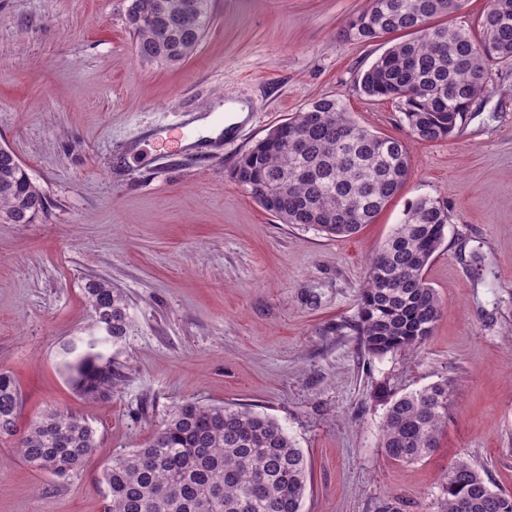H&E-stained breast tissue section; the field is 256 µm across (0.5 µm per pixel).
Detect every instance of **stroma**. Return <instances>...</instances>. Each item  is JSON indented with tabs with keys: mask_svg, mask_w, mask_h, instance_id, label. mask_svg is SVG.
Wrapping results in <instances>:
<instances>
[{
	"mask_svg": "<svg viewBox=\"0 0 512 512\" xmlns=\"http://www.w3.org/2000/svg\"><path fill=\"white\" fill-rule=\"evenodd\" d=\"M364 0H213L180 66L146 65L129 0H0V145L47 199L31 224H0V372L22 395L19 427L46 407L91 425L97 451L65 478L0 442V512H104L103 466L144 444L182 402L275 419L309 461L303 512H440L449 462L512 494V65L449 138L414 141L399 104L357 76L385 40H347ZM407 141V182L348 238L284 224L233 178L257 140L312 99ZM247 118L204 147L182 144L217 105ZM448 209L426 277L444 303L416 351L363 353L351 327L369 257L409 203ZM121 289L135 331L111 349L120 380L80 395L62 349L88 336L82 286ZM448 429L413 464L379 446L385 400L443 378Z\"/></svg>",
	"mask_w": 512,
	"mask_h": 512,
	"instance_id": "stroma-1",
	"label": "stroma"
}]
</instances>
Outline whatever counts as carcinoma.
Returning a JSON list of instances; mask_svg holds the SVG:
<instances>
[{
  "mask_svg": "<svg viewBox=\"0 0 512 512\" xmlns=\"http://www.w3.org/2000/svg\"><path fill=\"white\" fill-rule=\"evenodd\" d=\"M465 0H367L343 35L371 42L401 34L359 80L369 97L396 101L412 138H448L486 92L487 66L512 62V0H487L474 33L435 23ZM213 19L212 0H130L127 25L145 64L175 67L189 59ZM407 143L354 121L342 100H312L244 154L234 176L251 198L283 224L350 237L403 189ZM45 197L27 169L0 146V223L31 224ZM448 209L431 197L411 202L400 224L370 259L353 330L372 357L417 349L430 336L443 302L426 269L445 240ZM84 293L93 324L109 336L87 343L65 367L84 396H104L119 374L98 346L118 345L134 329L124 293L89 279ZM455 386L444 379L387 403L379 445L396 462L415 463L438 447L448 427ZM21 394L0 372V441L36 470L65 477L97 450L94 429L72 412L48 408L18 428ZM105 512H302L308 463L273 418L233 406L185 401L141 448L112 455L104 466ZM440 512H512V494L465 461L448 466Z\"/></svg>",
  "mask_w": 512,
  "mask_h": 512,
  "instance_id": "carcinoma-1",
  "label": "carcinoma"
}]
</instances>
